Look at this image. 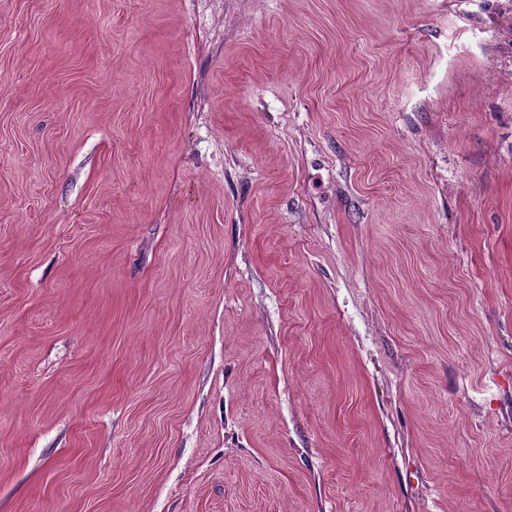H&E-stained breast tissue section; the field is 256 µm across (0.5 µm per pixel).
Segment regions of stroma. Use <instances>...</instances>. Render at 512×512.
<instances>
[{
  "instance_id": "1",
  "label": "stroma",
  "mask_w": 512,
  "mask_h": 512,
  "mask_svg": "<svg viewBox=\"0 0 512 512\" xmlns=\"http://www.w3.org/2000/svg\"><path fill=\"white\" fill-rule=\"evenodd\" d=\"M0 512H512V0H0Z\"/></svg>"
}]
</instances>
